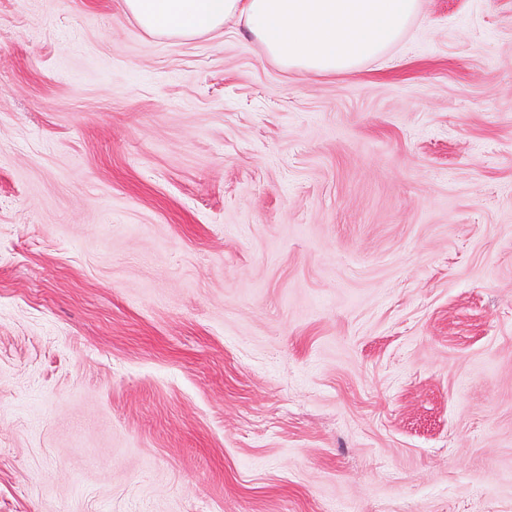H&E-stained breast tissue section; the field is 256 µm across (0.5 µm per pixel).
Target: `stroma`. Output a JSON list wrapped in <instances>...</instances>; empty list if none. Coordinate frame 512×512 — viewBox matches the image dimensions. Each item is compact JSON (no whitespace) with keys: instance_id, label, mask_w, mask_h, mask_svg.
<instances>
[{"instance_id":"35a3bbf8","label":"stroma","mask_w":512,"mask_h":512,"mask_svg":"<svg viewBox=\"0 0 512 512\" xmlns=\"http://www.w3.org/2000/svg\"><path fill=\"white\" fill-rule=\"evenodd\" d=\"M0 512H512V0L324 77L0 0Z\"/></svg>"}]
</instances>
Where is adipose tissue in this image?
I'll return each mask as SVG.
<instances>
[{
  "mask_svg": "<svg viewBox=\"0 0 512 512\" xmlns=\"http://www.w3.org/2000/svg\"><path fill=\"white\" fill-rule=\"evenodd\" d=\"M420 0H123L150 34L190 39L245 30L283 69L351 73L381 55L416 18Z\"/></svg>",
  "mask_w": 512,
  "mask_h": 512,
  "instance_id": "1",
  "label": "adipose tissue"
}]
</instances>
